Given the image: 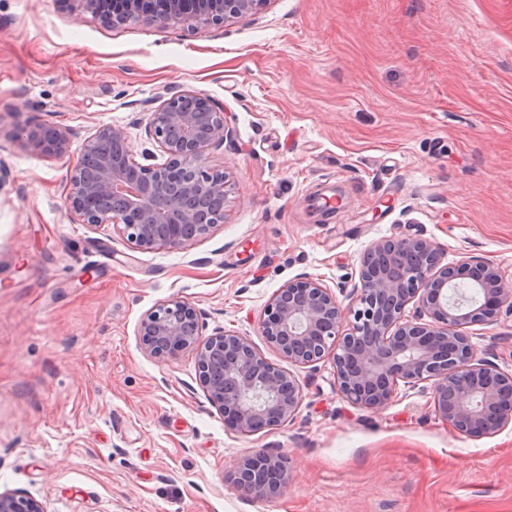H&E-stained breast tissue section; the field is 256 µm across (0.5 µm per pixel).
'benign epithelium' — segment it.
Instances as JSON below:
<instances>
[{
    "label": "benign epithelium",
    "mask_w": 512,
    "mask_h": 512,
    "mask_svg": "<svg viewBox=\"0 0 512 512\" xmlns=\"http://www.w3.org/2000/svg\"><path fill=\"white\" fill-rule=\"evenodd\" d=\"M270 0H112L104 14L98 0H63L109 25L221 24L247 18ZM156 151L137 160L125 128L104 125L88 137L69 164L63 208L90 227L111 224L139 251L178 249L224 223L200 199L228 193L226 172L209 164L208 151L230 137L224 110L207 95L178 90L150 113L146 129ZM68 129L39 126L18 134L20 144L61 157ZM163 161H158V158ZM360 288L344 322L340 304L314 279L289 281L266 305L261 335L288 363L331 360L340 395L368 410L386 407L399 383L435 382V412L454 430L481 437L512 424V374L478 352L466 333L474 324L512 311V285L489 263L443 262L422 238L383 239L364 253ZM414 303L418 317L406 318ZM139 336L150 356L173 361L196 353L199 382L224 423L249 434L294 418L302 402L298 377L268 362L252 341L223 332L200 340L196 309L172 297L148 310ZM229 479L245 496L272 497L288 481L284 457L258 451L243 457ZM0 512H44L39 501L0 493Z\"/></svg>",
    "instance_id": "1"
}]
</instances>
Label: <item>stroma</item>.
Segmentation results:
<instances>
[{
    "instance_id": "1",
    "label": "stroma",
    "mask_w": 512,
    "mask_h": 512,
    "mask_svg": "<svg viewBox=\"0 0 512 512\" xmlns=\"http://www.w3.org/2000/svg\"><path fill=\"white\" fill-rule=\"evenodd\" d=\"M223 108L210 150L229 176L222 226L136 251L62 208L66 174L103 125L134 152L170 90ZM69 129L64 156L22 129ZM0 492L45 512H512V425L448 426L433 381L378 411L341 397L330 362L295 368L290 422L243 435L199 383L194 352L140 344L143 315L180 297L203 337L260 333L273 292L313 278L348 305L365 250L417 237L447 263L512 283V0H270L221 26L112 27L62 0H0ZM340 190L345 206L322 211ZM512 373V311L469 327ZM288 461L275 498L241 497L245 452Z\"/></svg>"
}]
</instances>
